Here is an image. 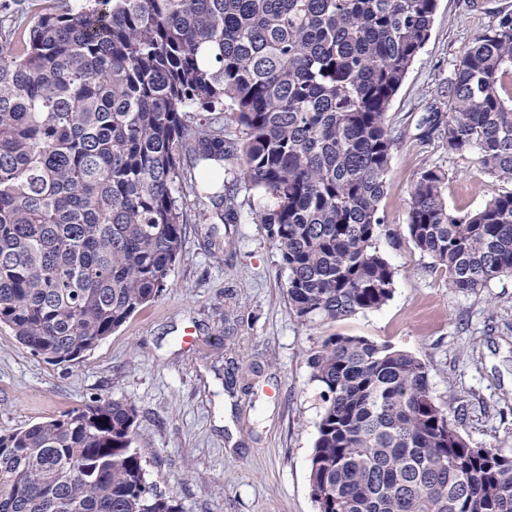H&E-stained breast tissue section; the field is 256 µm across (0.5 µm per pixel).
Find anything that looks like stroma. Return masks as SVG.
I'll use <instances>...</instances> for the list:
<instances>
[{"mask_svg":"<svg viewBox=\"0 0 512 512\" xmlns=\"http://www.w3.org/2000/svg\"><path fill=\"white\" fill-rule=\"evenodd\" d=\"M512 12V0H438L431 36L388 116L403 137L392 152L378 242L394 267L381 309L310 327L285 296L286 274L264 225L262 200L239 190L236 223L201 224L188 209L166 288L79 359L54 365L0 325V431L60 418L95 397L131 402L149 477L184 512H317L309 456L322 410L306 359L321 337L364 336L427 364L437 399L456 396L472 445L512 443V276L478 293L451 292L407 231L411 195L429 165L448 174L458 213L508 185L475 154H448L425 118L462 48Z\"/></svg>","mask_w":512,"mask_h":512,"instance_id":"stroma-1","label":"stroma"}]
</instances>
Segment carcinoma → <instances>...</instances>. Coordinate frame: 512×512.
<instances>
[{
  "instance_id": "carcinoma-1",
  "label": "carcinoma",
  "mask_w": 512,
  "mask_h": 512,
  "mask_svg": "<svg viewBox=\"0 0 512 512\" xmlns=\"http://www.w3.org/2000/svg\"><path fill=\"white\" fill-rule=\"evenodd\" d=\"M438 0H82L0 20V324L72 362L167 286L189 196L237 220L232 175L308 326L381 309L395 271L377 242L392 101ZM512 14L466 45L433 103L448 153L512 184ZM194 112H229L240 145ZM189 163H183V158ZM427 166L408 234L475 294L512 276V190L463 215ZM322 412L309 458L318 512H512V449L474 447L463 406L433 395L412 354L331 334L307 357ZM137 410L96 397L0 433V512H183L148 481Z\"/></svg>"
}]
</instances>
